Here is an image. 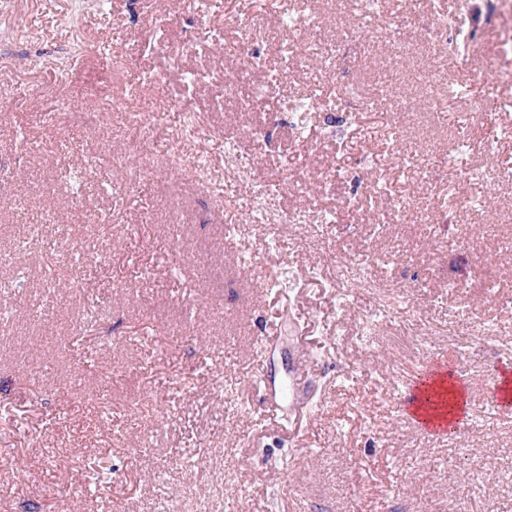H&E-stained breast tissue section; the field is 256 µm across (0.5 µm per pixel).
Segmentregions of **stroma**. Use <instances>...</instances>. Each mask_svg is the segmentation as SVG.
Listing matches in <instances>:
<instances>
[{
	"mask_svg": "<svg viewBox=\"0 0 512 512\" xmlns=\"http://www.w3.org/2000/svg\"><path fill=\"white\" fill-rule=\"evenodd\" d=\"M306 2L323 48L358 26V0ZM461 9L473 37L451 55L426 27ZM257 15L261 81L278 42L293 38L271 0H0V251L32 214L64 218L44 227L55 250L0 268V282L17 270L26 279L0 320V455L13 459L0 468V512H168L175 499L183 512H512V411L495 395L512 359V184L497 182L501 157L480 147L512 113L473 111L470 98L484 75L512 99L493 0H379L371 26L417 27L404 54L377 38L349 49L342 67L367 88L370 110L347 133L341 103L281 120L312 86L334 94L333 74L311 60L257 111L233 98L217 106L224 71L241 63L224 45ZM76 37L73 59L64 50ZM50 112L61 122L45 124ZM72 112L99 120L72 124ZM134 118L164 120L186 153H207L215 179L225 148L251 156L259 176L282 177L284 208L315 214L345 195L356 204L302 249L303 226L272 234L241 208L256 184L228 185V207L142 156L127 136ZM258 124L275 141L263 152L248 135ZM388 124L423 148L424 163L451 159L434 187L393 166L378 173ZM336 167L348 178L330 194L321 176ZM462 196L473 206H459ZM403 197L415 212L400 211ZM330 240L343 263L405 255L370 275L408 294L417 328L395 314L367 328L365 296L338 304L334 269L314 254ZM75 246L100 263L74 275L63 256ZM89 302L98 333L85 341L77 313ZM462 320L491 330L465 353L447 334ZM276 327L299 344L265 348ZM295 349L312 401L292 433L254 380L262 370L279 383ZM455 360L484 417L432 437L401 417L402 387ZM99 465L112 477L94 488Z\"/></svg>",
	"mask_w": 512,
	"mask_h": 512,
	"instance_id": "35a3bbf8",
	"label": "stroma"
}]
</instances>
